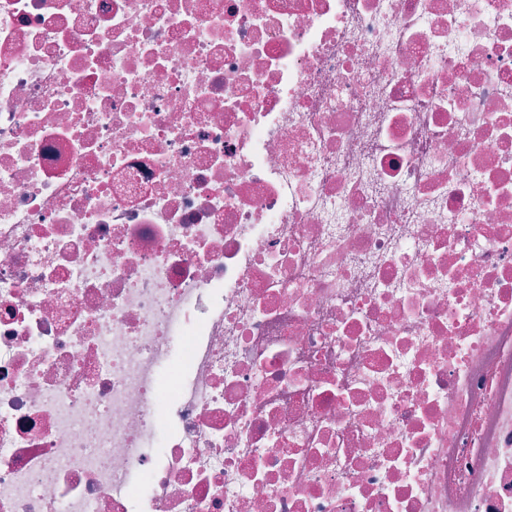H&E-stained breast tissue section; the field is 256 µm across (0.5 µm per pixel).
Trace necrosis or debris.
<instances>
[{"instance_id":"necrosis-or-debris-1","label":"necrosis or debris","mask_w":512,"mask_h":512,"mask_svg":"<svg viewBox=\"0 0 512 512\" xmlns=\"http://www.w3.org/2000/svg\"><path fill=\"white\" fill-rule=\"evenodd\" d=\"M0 512H512V0H0Z\"/></svg>"}]
</instances>
